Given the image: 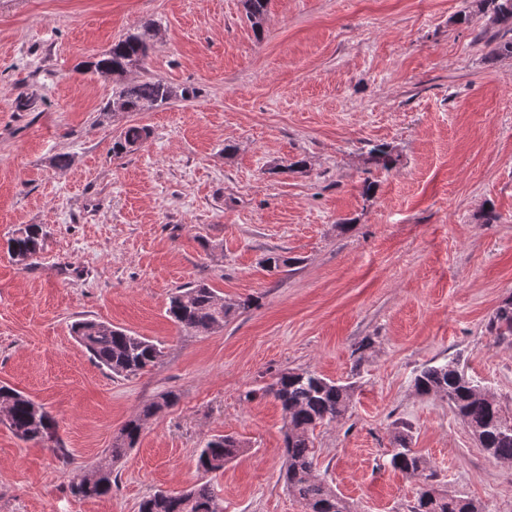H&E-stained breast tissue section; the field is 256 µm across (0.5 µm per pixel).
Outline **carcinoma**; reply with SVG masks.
<instances>
[{"mask_svg": "<svg viewBox=\"0 0 512 512\" xmlns=\"http://www.w3.org/2000/svg\"><path fill=\"white\" fill-rule=\"evenodd\" d=\"M269 0H243L248 20L256 36H261ZM490 8L494 20L512 32V0H480ZM156 35V25L145 22L142 29L130 32L112 44L101 56L86 64L88 72L106 79L115 73L141 65L151 49L150 39ZM196 91L161 80L145 79L121 83L112 93L114 112H142L189 100ZM149 136L146 128L126 127L112 145V155L126 153V147L142 143ZM373 164L388 170L395 164L391 151L384 145L370 150ZM43 249L42 229L27 224L14 230L8 241L11 258L25 266ZM250 307V301L231 303L203 282H193L179 288L170 298L167 309L172 321L181 329L211 333L224 327V321L240 309ZM498 337L512 336V299L495 312L489 325ZM72 332L77 342L93 357L99 367L114 376L132 377L154 365L162 354L160 344L120 327L84 319L74 323ZM417 391L424 395L443 394L455 414L467 424L479 443L491 456L512 462V417L507 415L494 397L480 394L482 387L465 376L455 362L423 368L414 379ZM264 393L278 400L286 414L285 459L282 478L288 491L302 503H326L333 512H348L336 493L314 474L311 436L318 426L343 417L349 408V387L339 385L315 371H287L264 388ZM178 401V395L166 391L145 406L139 417L128 421L121 429L119 442L113 445L111 456L117 457L135 445L144 421ZM8 411L7 425L24 441L45 442L53 439L55 420L45 407L22 392L0 386V406ZM244 451L241 441L231 436L207 440L197 455V468L204 473L224 469V465ZM391 466L422 483L412 512H483L481 505L464 498L442 495L430 484L433 472L429 463L408 448L406 438H399V448L390 459ZM109 475L90 481L82 476L72 483V492L83 497H100L112 492V466L102 465ZM138 512H223L222 499L209 483L197 484L179 493H156L139 504Z\"/></svg>", "mask_w": 512, "mask_h": 512, "instance_id": "1", "label": "carcinoma"}]
</instances>
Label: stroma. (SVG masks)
I'll list each match as a JSON object with an SVG mask.
<instances>
[{
  "mask_svg": "<svg viewBox=\"0 0 512 512\" xmlns=\"http://www.w3.org/2000/svg\"><path fill=\"white\" fill-rule=\"evenodd\" d=\"M149 20L154 46L126 81L197 96L104 111L113 83L81 64ZM498 31L478 0H269L260 38L242 0H0V385L56 421L50 444L0 423V512H138L201 481L215 435L247 445L213 479L224 512H305L279 477L285 413L263 392L301 370L351 388L346 415L314 432L315 473L351 512H411L421 484L390 464L402 434L438 492L512 512V463L414 387L451 360L512 415V336L489 330L512 297ZM130 125L148 138L113 156ZM381 144L392 169L369 159ZM24 224L45 233L26 267L7 252ZM272 254L290 266L268 270ZM193 281L253 304L216 332L182 330L166 309ZM83 319L163 354L108 374L71 333ZM170 390L178 402L110 460L124 423ZM107 461L109 495L71 492Z\"/></svg>",
  "mask_w": 512,
  "mask_h": 512,
  "instance_id": "obj_1",
  "label": "stroma"
}]
</instances>
